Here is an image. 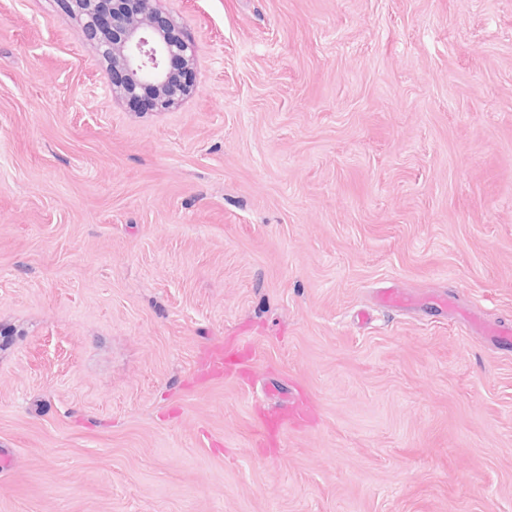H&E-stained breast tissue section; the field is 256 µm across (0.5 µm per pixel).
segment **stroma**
Segmentation results:
<instances>
[{
    "label": "stroma",
    "mask_w": 512,
    "mask_h": 512,
    "mask_svg": "<svg viewBox=\"0 0 512 512\" xmlns=\"http://www.w3.org/2000/svg\"><path fill=\"white\" fill-rule=\"evenodd\" d=\"M156 5L196 85L133 112L0 0V512H512V0Z\"/></svg>",
    "instance_id": "1"
}]
</instances>
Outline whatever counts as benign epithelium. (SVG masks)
<instances>
[{
    "instance_id": "obj_1",
    "label": "benign epithelium",
    "mask_w": 512,
    "mask_h": 512,
    "mask_svg": "<svg viewBox=\"0 0 512 512\" xmlns=\"http://www.w3.org/2000/svg\"><path fill=\"white\" fill-rule=\"evenodd\" d=\"M84 17L81 34L96 41L110 61L112 97L137 111L150 100L164 109L195 86L194 50L189 40H174L173 20L155 0H74Z\"/></svg>"
}]
</instances>
